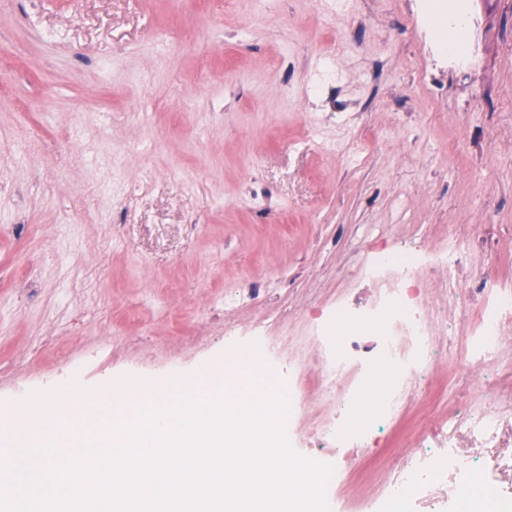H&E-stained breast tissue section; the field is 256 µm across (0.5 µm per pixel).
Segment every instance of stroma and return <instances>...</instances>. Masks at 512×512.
Here are the masks:
<instances>
[{
  "instance_id": "35a3bbf8",
  "label": "stroma",
  "mask_w": 512,
  "mask_h": 512,
  "mask_svg": "<svg viewBox=\"0 0 512 512\" xmlns=\"http://www.w3.org/2000/svg\"><path fill=\"white\" fill-rule=\"evenodd\" d=\"M465 31L458 68L424 0H0V404L211 372L225 327L265 317L280 368L315 364L313 321L371 301L354 267L386 247L512 285V0H472ZM425 385L438 420L342 450L348 497L411 440L447 447L468 390L446 360Z\"/></svg>"
}]
</instances>
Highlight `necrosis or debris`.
Returning <instances> with one entry per match:
<instances>
[{
	"label": "necrosis or debris",
	"mask_w": 512,
	"mask_h": 512,
	"mask_svg": "<svg viewBox=\"0 0 512 512\" xmlns=\"http://www.w3.org/2000/svg\"><path fill=\"white\" fill-rule=\"evenodd\" d=\"M440 261L446 266L440 295L465 330L460 353L448 349L447 316L433 319L428 314L422 293L428 281L419 254L386 250L372 265L361 269L362 275L375 283L378 296L363 325L379 336L381 356L390 363L391 374L378 376L374 367L352 354L343 333L346 312L339 305L327 310L323 321L310 331V342L322 352L318 363L289 371L284 381L289 393L288 438L292 446L303 448L310 438H318L326 449L319 455V463L334 468L326 486L331 512H412L414 498L444 483L450 490L441 504L443 512H458L462 497L472 488L479 490L482 500L491 501L496 512H512V495L488 479L484 469L468 463L469 453L492 441L504 427L505 414L512 412V397L503 395L490 402L479 401L465 413L449 418L447 452H432L422 441H414L371 495L356 502L342 495L346 471L339 465L335 449L367 445L383 422L401 419L412 390L421 387L439 357L448 358L456 374L469 381L476 379L478 370L503 367L499 352L503 332L512 325V289H483L478 311H471L452 289L461 254L452 249ZM269 330L267 321H259L250 328L246 341L240 340L237 331L225 330L224 350L238 356L256 349L265 363L275 365L277 351ZM310 376L317 377L324 394L322 410L312 423L300 400L303 383ZM378 381L385 387V396L378 402L369 401Z\"/></svg>",
	"instance_id": "obj_1"
}]
</instances>
